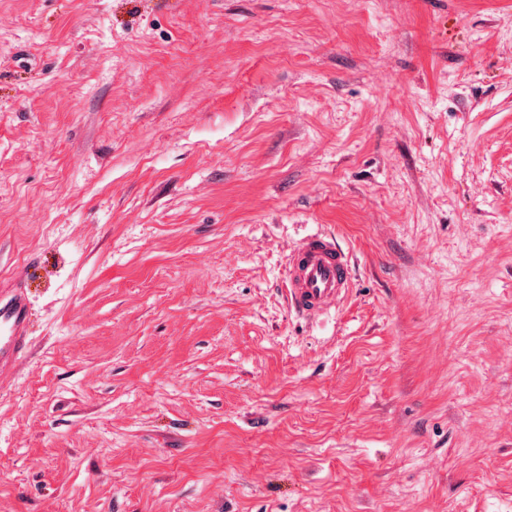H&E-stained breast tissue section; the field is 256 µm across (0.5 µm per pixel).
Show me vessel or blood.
Masks as SVG:
<instances>
[{
    "label": "vessel or blood",
    "mask_w": 512,
    "mask_h": 512,
    "mask_svg": "<svg viewBox=\"0 0 512 512\" xmlns=\"http://www.w3.org/2000/svg\"><path fill=\"white\" fill-rule=\"evenodd\" d=\"M288 301L303 319L327 314L352 287L348 255L331 235L302 237L288 254ZM30 291L17 279L0 281V377L12 375L29 346Z\"/></svg>",
    "instance_id": "vessel-or-blood-1"
}]
</instances>
